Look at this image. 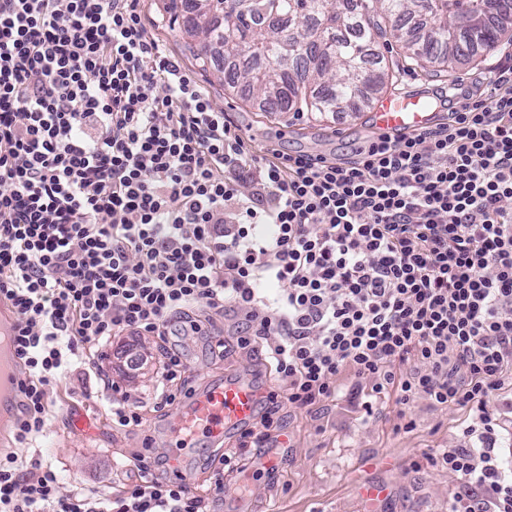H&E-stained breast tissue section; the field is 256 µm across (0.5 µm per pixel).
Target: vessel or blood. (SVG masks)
Wrapping results in <instances>:
<instances>
[{
  "label": "vessel or blood",
  "instance_id": "obj_1",
  "mask_svg": "<svg viewBox=\"0 0 512 512\" xmlns=\"http://www.w3.org/2000/svg\"><path fill=\"white\" fill-rule=\"evenodd\" d=\"M374 119L377 128L384 132H417L437 122L435 112L426 101L399 94L384 97ZM18 380L15 361L1 360L0 431L14 419ZM258 401L257 389L238 380L212 384L194 396L175 416L166 435L175 473H182L185 457L197 450L201 439L220 440L229 428L248 426L256 414Z\"/></svg>",
  "mask_w": 512,
  "mask_h": 512
}]
</instances>
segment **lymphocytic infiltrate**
<instances>
[{
  "instance_id": "lymphocytic-infiltrate-1",
  "label": "lymphocytic infiltrate",
  "mask_w": 512,
  "mask_h": 512,
  "mask_svg": "<svg viewBox=\"0 0 512 512\" xmlns=\"http://www.w3.org/2000/svg\"><path fill=\"white\" fill-rule=\"evenodd\" d=\"M136 4L0 0V299L18 319L20 450L46 428L50 388L96 371L112 338L205 336L195 310L227 306L290 404L335 397L345 372L489 425L512 374V67L450 122L377 135L352 159L260 155ZM20 450L0 455V512H209L140 455V481L97 499ZM442 461L465 486L449 512H512L494 449Z\"/></svg>"
}]
</instances>
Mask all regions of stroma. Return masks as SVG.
I'll return each instance as SVG.
<instances>
[{
    "instance_id": "obj_1",
    "label": "stroma",
    "mask_w": 512,
    "mask_h": 512,
    "mask_svg": "<svg viewBox=\"0 0 512 512\" xmlns=\"http://www.w3.org/2000/svg\"><path fill=\"white\" fill-rule=\"evenodd\" d=\"M138 10L148 32L204 89L213 107L229 113L242 136L255 145L347 159L376 135L369 108L270 117L257 101L225 94L216 73H202L193 66L161 0H139ZM490 66V61L474 60L450 74L402 71L386 91L423 97L446 123L468 99L486 97ZM214 321L223 332V358L212 353L210 336H173L164 343L151 335L127 333L106 347L98 375L74 372L51 388L47 426L37 441V453L53 463L63 490L78 487L109 497L134 479V455L152 457L162 451L161 430L170 414L158 411L154 403L166 344L180 350L195 389L244 380L264 394L279 390L263 353L238 344L240 315L227 310L215 314ZM112 386L141 402V426H113L108 392ZM490 405L493 431L483 436L475 430V412L436 406L424 398L402 406L391 391L377 394L343 375L335 398L322 404L304 408L280 400L263 448H241L236 431L219 443L202 442L185 466L189 488L209 497L213 512H448L463 484L443 464V452L490 447L512 469V381ZM235 451L241 452L243 466L226 473L223 489H216L208 463L214 455ZM269 458L277 461L270 475L260 470ZM368 485L384 491L371 505L361 497Z\"/></svg>"
}]
</instances>
